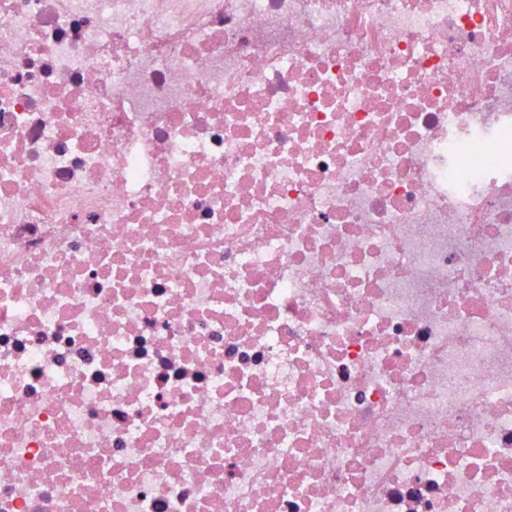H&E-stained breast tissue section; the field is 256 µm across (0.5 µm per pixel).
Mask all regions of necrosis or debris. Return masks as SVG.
Wrapping results in <instances>:
<instances>
[{"label":"necrosis or debris","instance_id":"1","mask_svg":"<svg viewBox=\"0 0 512 512\" xmlns=\"http://www.w3.org/2000/svg\"><path fill=\"white\" fill-rule=\"evenodd\" d=\"M0 512H512V0H0Z\"/></svg>","mask_w":512,"mask_h":512}]
</instances>
